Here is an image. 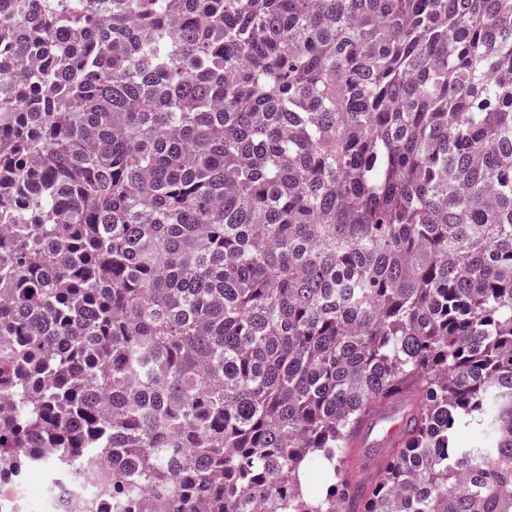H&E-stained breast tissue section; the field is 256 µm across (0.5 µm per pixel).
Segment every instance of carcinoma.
I'll use <instances>...</instances> for the list:
<instances>
[{"label": "carcinoma", "mask_w": 512, "mask_h": 512, "mask_svg": "<svg viewBox=\"0 0 512 512\" xmlns=\"http://www.w3.org/2000/svg\"><path fill=\"white\" fill-rule=\"evenodd\" d=\"M2 399L0 483L512 512V0H0ZM380 434L378 427L373 430L367 429L364 431L362 437V447L355 448L353 452V459L355 463L364 470L372 469L371 466L375 464L371 461L374 458H379L383 453V447L380 445Z\"/></svg>", "instance_id": "carcinoma-1"}]
</instances>
